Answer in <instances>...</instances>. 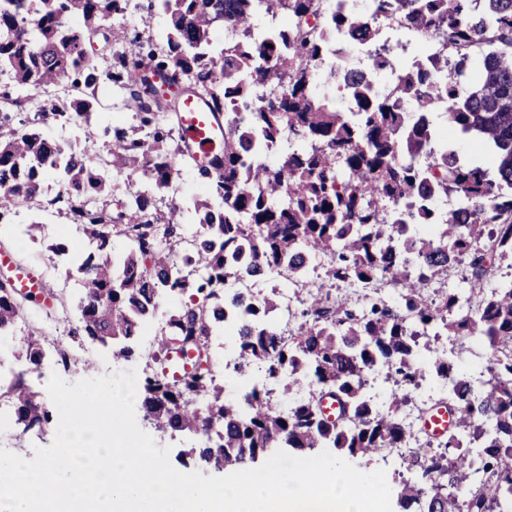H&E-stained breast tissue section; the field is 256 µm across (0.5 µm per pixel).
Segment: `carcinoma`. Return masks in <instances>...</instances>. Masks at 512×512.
I'll return each instance as SVG.
<instances>
[{
    "mask_svg": "<svg viewBox=\"0 0 512 512\" xmlns=\"http://www.w3.org/2000/svg\"><path fill=\"white\" fill-rule=\"evenodd\" d=\"M129 0H0V74L29 102L32 87L63 82L78 97L47 99L38 114L90 127L99 73L88 45L102 37L106 79L135 104L134 123L107 125L110 158L35 127L3 129L0 120V217L37 203L43 180L56 175L77 239L48 246L78 274L74 336L112 348L116 361L141 354L144 327L165 295L174 301L154 336L138 393L143 420L158 431H190L204 440L184 451L201 466L250 467L282 449L337 450L350 462L401 448L399 421L409 394L426 383L446 390L458 421L438 444L418 448L402 481L399 512H512V279L485 289L502 266L512 269V0H374L372 12L327 10L323 0H150L166 27L161 41L112 27ZM415 39L440 48L404 68L379 46L373 13ZM290 22V43L264 34ZM220 25L222 43L211 37ZM122 41L123 50L112 42ZM407 72L394 93L376 76ZM322 81L344 91L339 111ZM199 96L224 119V152L215 171L198 170L208 194L163 212L182 170L195 161L180 137L179 94ZM412 105L413 115L404 112ZM487 148L495 176L459 163L439 142L432 115ZM277 153L275 160L268 155ZM138 175L134 193L112 199V175ZM454 194L456 208H433ZM191 212L206 232L178 257L181 219ZM124 239L117 251L113 235ZM327 258L324 276L308 277V257ZM468 289L438 300L426 286L457 263ZM299 282L301 323L278 331L270 315L277 288L253 300L228 285L281 267ZM342 284L394 297L331 298ZM32 298L0 282V333ZM234 326L238 375L288 376L289 403L255 383L224 398L211 368V337ZM479 345L478 366L432 342ZM46 337L32 328L21 347L42 364ZM402 388L384 400L363 392L367 378ZM314 387L300 395L303 384ZM331 395L340 415L321 400ZM16 426L27 433L52 421L23 379L9 390Z\"/></svg>",
    "mask_w": 512,
    "mask_h": 512,
    "instance_id": "cac0c4a2",
    "label": "carcinoma"
}]
</instances>
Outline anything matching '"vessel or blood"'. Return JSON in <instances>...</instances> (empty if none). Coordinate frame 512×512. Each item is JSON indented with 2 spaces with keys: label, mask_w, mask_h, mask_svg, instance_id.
I'll return each instance as SVG.
<instances>
[{
  "label": "vessel or blood",
  "mask_w": 512,
  "mask_h": 512,
  "mask_svg": "<svg viewBox=\"0 0 512 512\" xmlns=\"http://www.w3.org/2000/svg\"><path fill=\"white\" fill-rule=\"evenodd\" d=\"M180 133L197 163L209 161L213 154L224 147V122L218 119L213 108L204 100L184 98L178 114ZM0 268L13 274L14 288L23 293L41 295L40 276L33 270L17 266L12 255L0 253ZM457 419L456 413L441 405L436 407L424 420L425 429L433 435L447 432Z\"/></svg>",
  "instance_id": "1"
}]
</instances>
